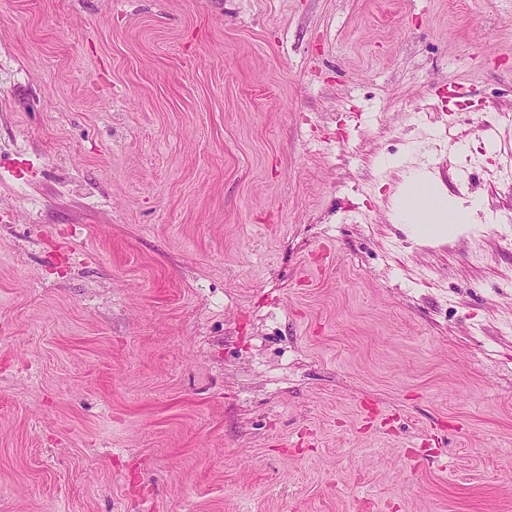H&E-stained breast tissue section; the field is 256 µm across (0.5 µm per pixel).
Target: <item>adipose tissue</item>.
I'll return each mask as SVG.
<instances>
[{"mask_svg": "<svg viewBox=\"0 0 512 512\" xmlns=\"http://www.w3.org/2000/svg\"><path fill=\"white\" fill-rule=\"evenodd\" d=\"M402 182L391 199V211L417 239L445 238L461 233L472 223L480 205L449 198L437 186L427 169H411L401 174Z\"/></svg>", "mask_w": 512, "mask_h": 512, "instance_id": "adipose-tissue-1", "label": "adipose tissue"}]
</instances>
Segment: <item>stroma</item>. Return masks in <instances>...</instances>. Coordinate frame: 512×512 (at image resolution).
I'll return each instance as SVG.
<instances>
[{"instance_id":"obj_1","label":"stroma","mask_w":512,"mask_h":512,"mask_svg":"<svg viewBox=\"0 0 512 512\" xmlns=\"http://www.w3.org/2000/svg\"><path fill=\"white\" fill-rule=\"evenodd\" d=\"M502 112L512 0H0V512H512ZM402 182L391 198L392 214L405 224L417 239L454 236L473 224L480 209L477 201L449 198L438 189L435 176L425 168L411 169L401 174Z\"/></svg>"}]
</instances>
